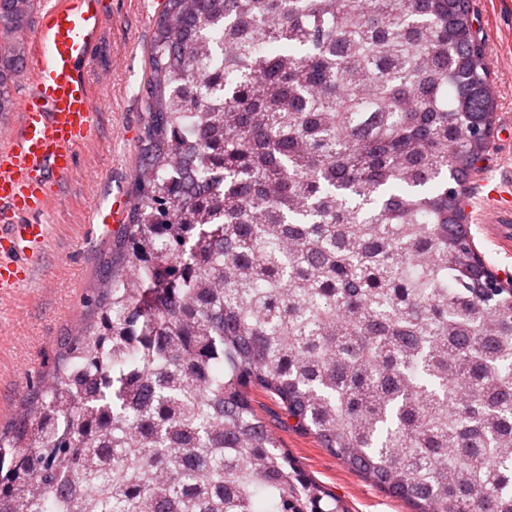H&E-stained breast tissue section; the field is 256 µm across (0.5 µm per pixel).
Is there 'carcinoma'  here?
Here are the masks:
<instances>
[{
	"instance_id": "cac0c4a2",
	"label": "carcinoma",
	"mask_w": 512,
	"mask_h": 512,
	"mask_svg": "<svg viewBox=\"0 0 512 512\" xmlns=\"http://www.w3.org/2000/svg\"><path fill=\"white\" fill-rule=\"evenodd\" d=\"M34 0H0V113ZM128 223L0 426V512H338L257 414L412 512H512V282L462 204L470 0H165ZM192 120V138L184 136Z\"/></svg>"
}]
</instances>
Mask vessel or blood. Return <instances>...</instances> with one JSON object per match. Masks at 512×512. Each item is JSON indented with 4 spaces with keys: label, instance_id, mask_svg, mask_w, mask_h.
Segmentation results:
<instances>
[{
    "label": "vessel or blood",
    "instance_id": "vessel-or-blood-1",
    "mask_svg": "<svg viewBox=\"0 0 512 512\" xmlns=\"http://www.w3.org/2000/svg\"><path fill=\"white\" fill-rule=\"evenodd\" d=\"M103 0H39L28 39L29 64L16 122L0 131V297L13 296L43 261L49 225L39 215L56 201L99 104L84 76L103 22ZM108 195L91 215L95 234H110L126 211ZM494 238L512 246V208L489 220Z\"/></svg>",
    "mask_w": 512,
    "mask_h": 512
}]
</instances>
